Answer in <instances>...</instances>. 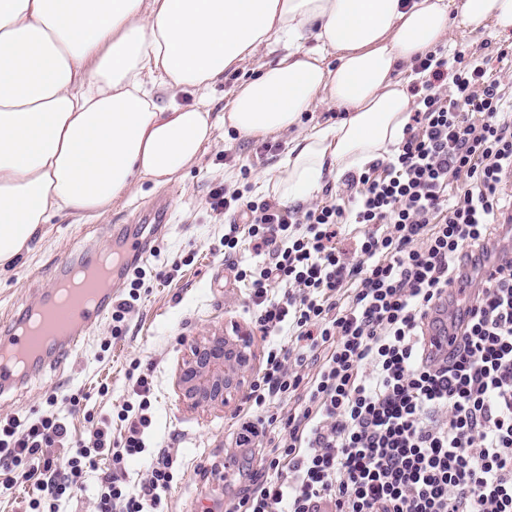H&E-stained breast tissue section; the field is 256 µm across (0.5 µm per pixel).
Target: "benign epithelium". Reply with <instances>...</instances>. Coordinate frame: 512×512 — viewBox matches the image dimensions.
Here are the masks:
<instances>
[{
  "instance_id": "7a95c632",
  "label": "benign epithelium",
  "mask_w": 512,
  "mask_h": 512,
  "mask_svg": "<svg viewBox=\"0 0 512 512\" xmlns=\"http://www.w3.org/2000/svg\"><path fill=\"white\" fill-rule=\"evenodd\" d=\"M253 360L252 337L246 331L215 332L190 345L180 366L177 387L192 407H226L247 394Z\"/></svg>"
}]
</instances>
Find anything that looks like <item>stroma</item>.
I'll return each instance as SVG.
<instances>
[{"label": "stroma", "instance_id": "stroma-1", "mask_svg": "<svg viewBox=\"0 0 512 512\" xmlns=\"http://www.w3.org/2000/svg\"><path fill=\"white\" fill-rule=\"evenodd\" d=\"M448 46L481 55L491 78L512 84V62L499 59L500 47L512 44V32H470L452 27ZM281 46L258 48L237 69L210 90L207 103L223 111L231 91L255 77L262 68L277 63ZM288 138L281 135L241 136L216 130L198 164L170 182L144 183L103 216L76 222L61 216L37 234L27 258L0 274V331L21 314L23 304L38 290L51 286L57 270L75 251L83 262L108 252L123 234L130 218L148 214L162 195L171 205L167 222L154 247L139 264L146 271L145 284L126 329L113 336L111 319L90 335L83 347L0 397V419L55 413L72 436L84 435L104 417L115 415L131 393V363H140L153 376L152 425L148 449L126 463L132 484L144 483L157 453L176 459L174 480L162 495L165 512H225L227 504L259 478L261 449L238 448L233 443L237 406L192 409L180 400L176 374L189 346L212 332L240 328L250 333L255 351L254 371H261L268 353L287 345L285 335L267 334L255 323V309L247 283L236 276L237 266L258 263L246 232H239V250L224 254V234L238 223L233 213L213 212L212 189L219 184L243 191L253 200H274L266 182L283 160ZM82 397L73 407L64 395ZM56 405H49L50 396ZM233 451L235 464L225 468L224 454Z\"/></svg>", "mask_w": 512, "mask_h": 512}]
</instances>
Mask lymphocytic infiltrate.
I'll list each match as a JSON object with an SVG mask.
<instances>
[{
	"mask_svg": "<svg viewBox=\"0 0 512 512\" xmlns=\"http://www.w3.org/2000/svg\"><path fill=\"white\" fill-rule=\"evenodd\" d=\"M422 79L405 137L361 174H348L351 209L307 211L244 200L217 186L216 212L246 216L268 262L238 270L264 331H287L237 412L235 445L264 448L263 477L226 512H512V255L489 261L512 170L507 90L481 56L444 48L414 60ZM363 225L356 260L340 246L343 219ZM492 264L464 316L448 291L467 268ZM289 286L282 300L273 284ZM462 324L449 356L426 358L430 314ZM153 379L142 372L117 417L72 440L54 415L0 422V462L40 475L59 512L101 456L98 512H161L174 461L158 454L130 487L125 462L146 450ZM299 409L282 415L291 398Z\"/></svg>",
	"mask_w": 512,
	"mask_h": 512,
	"instance_id": "f902f5d3",
	"label": "lymphocytic infiltrate"
}]
</instances>
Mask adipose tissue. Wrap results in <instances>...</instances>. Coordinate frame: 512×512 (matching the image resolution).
<instances>
[{
	"label": "adipose tissue",
	"mask_w": 512,
	"mask_h": 512,
	"mask_svg": "<svg viewBox=\"0 0 512 512\" xmlns=\"http://www.w3.org/2000/svg\"><path fill=\"white\" fill-rule=\"evenodd\" d=\"M449 0H0V272L53 217L93 220L145 181L198 163L217 126L289 134L272 190L309 200L326 173L398 144L402 65L450 33ZM461 23L512 30V0H460ZM316 44L304 47L306 36ZM284 54L223 112L179 103L261 45ZM335 64H327V57ZM342 111L310 130L315 103Z\"/></svg>",
	"instance_id": "1"
}]
</instances>
